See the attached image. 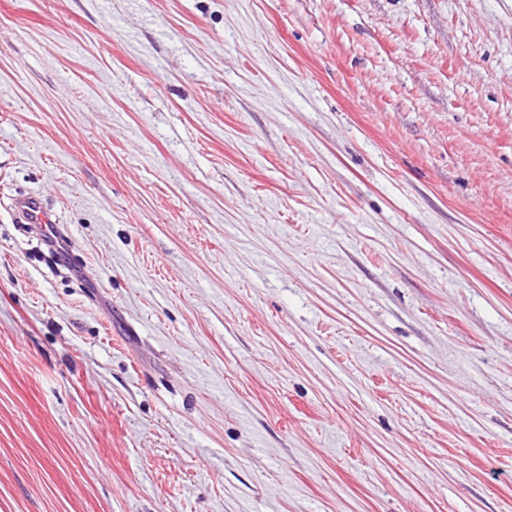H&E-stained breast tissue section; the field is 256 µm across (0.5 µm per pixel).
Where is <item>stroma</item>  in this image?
<instances>
[{"instance_id": "stroma-1", "label": "stroma", "mask_w": 512, "mask_h": 512, "mask_svg": "<svg viewBox=\"0 0 512 512\" xmlns=\"http://www.w3.org/2000/svg\"><path fill=\"white\" fill-rule=\"evenodd\" d=\"M0 512H512V0H0ZM14 221L18 224H52V211L42 198L33 194H20L13 201Z\"/></svg>"}]
</instances>
